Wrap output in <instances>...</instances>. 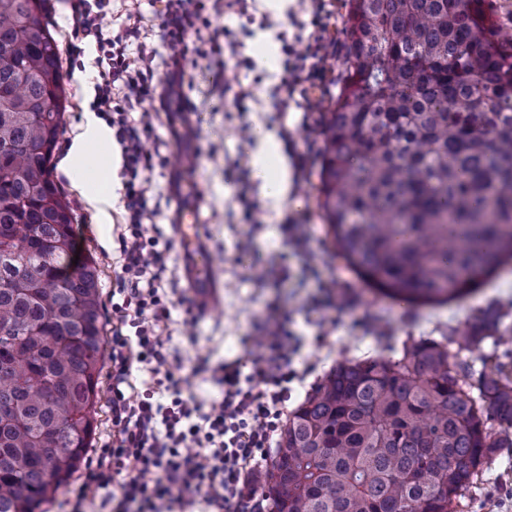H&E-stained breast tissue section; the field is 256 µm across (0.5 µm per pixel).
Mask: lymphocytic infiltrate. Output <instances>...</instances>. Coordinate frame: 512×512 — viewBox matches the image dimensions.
<instances>
[{"label":"lymphocytic infiltrate","instance_id":"f902f5d3","mask_svg":"<svg viewBox=\"0 0 512 512\" xmlns=\"http://www.w3.org/2000/svg\"><path fill=\"white\" fill-rule=\"evenodd\" d=\"M112 0H69L74 34L93 38L103 66L94 109L107 121L124 159L126 234L120 235L121 299L112 303V429L102 450L90 457L83 480L68 492L69 512H164L172 505L202 504L204 512H262L256 474L281 427L299 337L288 316L271 312L255 326L260 353L251 374L238 363L210 368L196 362L220 388L219 404L204 408L183 397L182 360L168 347V298L161 287L165 252L146 223L159 207L151 189L152 154L144 147L150 113L168 111L172 88L183 87L189 60L220 51L236 53L232 29L223 45H206L211 15L246 14L249 0H164L157 16L165 74L156 79L158 47L147 41L136 0L113 11ZM303 47L283 44L284 76L273 97L283 105L296 93L327 90L328 62L342 50L328 32L329 0H310ZM156 473L146 482L147 473ZM124 475L120 488L112 478Z\"/></svg>","mask_w":512,"mask_h":512}]
</instances>
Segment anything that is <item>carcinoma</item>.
<instances>
[{
	"label": "carcinoma",
	"mask_w": 512,
	"mask_h": 512,
	"mask_svg": "<svg viewBox=\"0 0 512 512\" xmlns=\"http://www.w3.org/2000/svg\"><path fill=\"white\" fill-rule=\"evenodd\" d=\"M46 2L0 0V512H45L78 470L104 361L100 270L76 256L51 179L64 87ZM348 5L321 208L371 287L443 303L512 261V38L485 0ZM511 335L488 306L470 332L337 363L281 427L260 478L268 512H455L512 447L495 432L512 428V380L467 382L448 343Z\"/></svg>",
	"instance_id": "1"
}]
</instances>
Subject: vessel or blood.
Here are the masks:
<instances>
[{
  "label": "vessel or blood",
  "instance_id": "1",
  "mask_svg": "<svg viewBox=\"0 0 512 512\" xmlns=\"http://www.w3.org/2000/svg\"><path fill=\"white\" fill-rule=\"evenodd\" d=\"M202 199L193 196L190 202L183 205L178 212V236L184 249L190 255L188 286L194 304L205 309H213L219 305V281L211 274L205 256L204 244L195 234L193 223L195 212Z\"/></svg>",
  "mask_w": 512,
  "mask_h": 512
}]
</instances>
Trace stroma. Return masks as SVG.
Masks as SVG:
<instances>
[{"mask_svg":"<svg viewBox=\"0 0 512 512\" xmlns=\"http://www.w3.org/2000/svg\"><path fill=\"white\" fill-rule=\"evenodd\" d=\"M68 14L66 0H48L47 22L58 44L65 88L53 176L70 203L83 252L98 263L102 298L107 301L117 286L115 262L118 238L125 231L124 209L122 203H115L111 224H97L75 177L61 165L83 113L90 109L98 76L94 48H86L80 57L68 51L74 40L66 24ZM305 18L299 0H289L280 15L258 4L244 16L213 18V27L227 24L240 29L237 60L223 66L203 61L188 69L193 111L160 114L145 141L155 163L151 187L160 199L152 223L169 244L162 279L172 303L169 347L185 365L184 395L207 404L220 400L221 393L210 380L192 374L195 358L209 357L215 367L232 361L250 365L255 325L272 306L287 312L293 330L304 338L294 362L302 377L291 384L292 397L287 403L291 409L337 362L387 356L401 350L408 338L438 339L452 330L473 326L479 310L487 304H495L505 323L512 325V263L470 296L440 307L415 309L372 290L334 253L329 227L318 206L320 158H313L306 171L293 173L291 192L279 205L264 201L261 181L252 171L257 145L242 134L241 119L232 103H220L211 92L221 83L234 91L251 89L253 99L246 118L252 125L287 133L296 152H303L308 141L323 142V115L336 105L349 66L346 54L329 60L335 81L315 112L303 111L295 100L275 108L272 90L279 84L280 74L247 65L266 42H295ZM78 71L86 73V83L75 80ZM182 181L201 186L206 194L198 231L218 264L223 306L219 312L197 310L183 277L173 225V215L183 203L174 189ZM252 199L260 203L258 219L253 224L240 223L242 204ZM288 219L297 225L292 239L280 230ZM497 488H512V448L502 449L479 474L457 512H512V501L494 496Z\"/></svg>","mask_w":512,"mask_h":512,"instance_id":"obj_1","label":"stroma"}]
</instances>
